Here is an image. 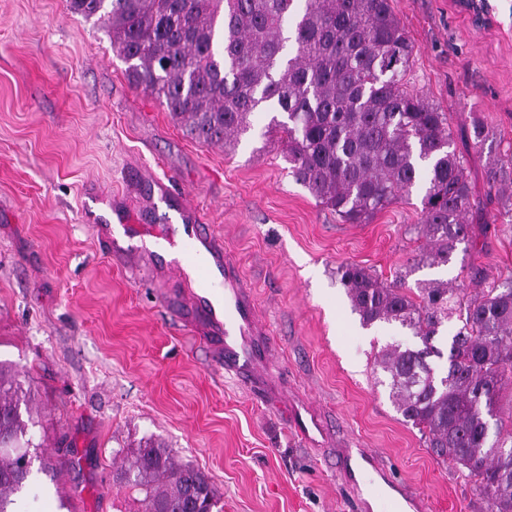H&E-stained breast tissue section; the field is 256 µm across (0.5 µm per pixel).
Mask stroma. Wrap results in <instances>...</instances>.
I'll list each match as a JSON object with an SVG mask.
<instances>
[{"mask_svg": "<svg viewBox=\"0 0 512 512\" xmlns=\"http://www.w3.org/2000/svg\"><path fill=\"white\" fill-rule=\"evenodd\" d=\"M415 46L409 88L452 130L480 115L512 145V29H479L454 0H392ZM270 116L234 145L188 137L165 105L134 87L103 22L67 0H0V362L35 392L38 512H136L118 473L149 441L211 479L220 512H354L343 451L389 470L357 469L364 496L391 512L400 491L425 512H472L480 490L442 462L396 411L374 359L420 341L395 322L363 326L337 270L380 280L445 281L467 290L512 282V225L497 220L449 265L414 267L421 193L348 224L297 183ZM468 181L489 214L495 150L470 147ZM202 209L251 284L271 331L265 387L224 371L194 282L164 273L139 240L114 253L97 225L121 199L137 224L176 214L153 178ZM483 277L473 280L474 269Z\"/></svg>", "mask_w": 512, "mask_h": 512, "instance_id": "1", "label": "stroma"}]
</instances>
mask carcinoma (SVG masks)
I'll list each match as a JSON object with an SVG mask.
<instances>
[{
    "label": "carcinoma",
    "instance_id": "obj_1",
    "mask_svg": "<svg viewBox=\"0 0 512 512\" xmlns=\"http://www.w3.org/2000/svg\"><path fill=\"white\" fill-rule=\"evenodd\" d=\"M67 7L112 29L128 77L161 99L186 135L227 145L250 129L253 112L271 113L268 131L284 134L296 181L344 221L360 224L423 192V219L413 227L429 245L420 264L446 266L459 244L473 246L486 233L446 114L407 87L415 47L391 0H68ZM466 135L477 146L490 140L476 116ZM490 180L512 204L511 151L498 153ZM337 273L364 325L396 322L422 342L377 358L397 412L433 454L479 483L474 512H512V408L505 420L500 406L502 389L512 386V284L465 301L446 282L413 290L403 275L385 283L354 264ZM454 316L461 325L438 374L434 340ZM34 400L0 368V512H29L22 495L34 484L41 448L30 435ZM126 459L120 480L139 512L216 507L208 475L176 464L168 449L149 444Z\"/></svg>",
    "mask_w": 512,
    "mask_h": 512
}]
</instances>
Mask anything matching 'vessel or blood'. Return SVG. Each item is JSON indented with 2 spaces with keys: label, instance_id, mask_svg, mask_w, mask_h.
<instances>
[{
  "label": "vessel or blood",
  "instance_id": "b4317fda",
  "mask_svg": "<svg viewBox=\"0 0 512 512\" xmlns=\"http://www.w3.org/2000/svg\"><path fill=\"white\" fill-rule=\"evenodd\" d=\"M178 212L184 225L180 238L166 231L147 232L125 212L116 221L101 227L104 242L118 247L122 238H140L147 250L172 252L167 266L176 273L193 276L199 285L196 295L210 330L224 348V370L237 379L256 385L269 344V332L259 326V310L248 283L238 274L222 241L205 229L199 208L187 198H179ZM223 279L224 293L213 291L215 279Z\"/></svg>",
  "mask_w": 512,
  "mask_h": 512
}]
</instances>
